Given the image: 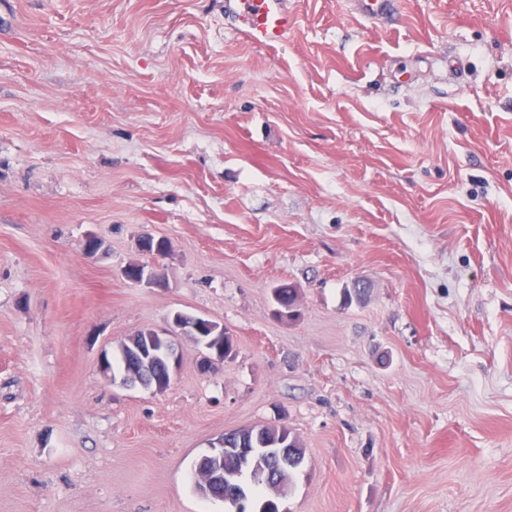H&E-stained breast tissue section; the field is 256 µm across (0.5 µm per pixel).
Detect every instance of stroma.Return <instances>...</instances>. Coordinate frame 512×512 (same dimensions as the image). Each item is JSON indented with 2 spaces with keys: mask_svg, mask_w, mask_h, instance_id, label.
<instances>
[{
  "mask_svg": "<svg viewBox=\"0 0 512 512\" xmlns=\"http://www.w3.org/2000/svg\"><path fill=\"white\" fill-rule=\"evenodd\" d=\"M393 3L264 48L224 0H0V512H224L193 465L251 425L306 452L285 512H512V0ZM178 312L235 356L104 376ZM215 323L200 317L199 327L201 330L200 336H206L211 339L214 338V343H218L224 349V355L227 354V358H230L235 355V344L233 337L226 331L224 328L220 331L218 325L217 328H213L212 325ZM151 330H140L129 336L119 346L118 355V371L121 372L122 368L124 371L123 383L132 384L140 383L144 388H152L158 392L167 389L169 381L171 383L174 372L176 371L177 356L173 358V371L170 378L169 367L165 361L158 359L152 362L142 374L138 375V378H134L132 366L129 362V357L135 355L139 348L147 345L153 338ZM170 386V384H169Z\"/></svg>",
  "mask_w": 512,
  "mask_h": 512,
  "instance_id": "1",
  "label": "stroma"
}]
</instances>
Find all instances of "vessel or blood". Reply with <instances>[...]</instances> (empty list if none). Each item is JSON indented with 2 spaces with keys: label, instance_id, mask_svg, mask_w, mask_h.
<instances>
[{
  "label": "vessel or blood",
  "instance_id": "1",
  "mask_svg": "<svg viewBox=\"0 0 512 512\" xmlns=\"http://www.w3.org/2000/svg\"><path fill=\"white\" fill-rule=\"evenodd\" d=\"M224 11L238 32L261 47L287 43L297 28L298 16L288 0H224Z\"/></svg>",
  "mask_w": 512,
  "mask_h": 512
}]
</instances>
